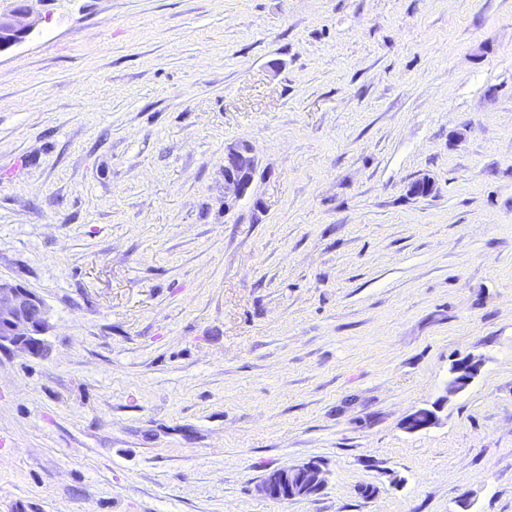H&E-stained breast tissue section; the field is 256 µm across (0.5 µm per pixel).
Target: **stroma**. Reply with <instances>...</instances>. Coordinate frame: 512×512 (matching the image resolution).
<instances>
[{
    "label": "stroma",
    "instance_id": "obj_1",
    "mask_svg": "<svg viewBox=\"0 0 512 512\" xmlns=\"http://www.w3.org/2000/svg\"><path fill=\"white\" fill-rule=\"evenodd\" d=\"M30 7L0 279L51 319L0 353V512H512V0ZM249 144L228 147L224 153V207L230 209L251 185L256 161ZM236 174L235 172L240 171ZM246 174V176H244ZM479 370L480 363L471 358H465L453 365L452 377L446 386L447 395H453L466 389L478 375ZM324 484L323 471L314 463L274 469L263 478L262 491L271 498L293 500L307 497Z\"/></svg>",
    "mask_w": 512,
    "mask_h": 512
}]
</instances>
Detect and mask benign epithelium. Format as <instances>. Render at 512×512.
<instances>
[{
	"label": "benign epithelium",
	"mask_w": 512,
	"mask_h": 512,
	"mask_svg": "<svg viewBox=\"0 0 512 512\" xmlns=\"http://www.w3.org/2000/svg\"><path fill=\"white\" fill-rule=\"evenodd\" d=\"M19 0L13 10L0 13V53L23 42L31 33L34 21L31 11ZM256 169L252 147L239 144L224 153V209L228 210L243 198L251 185ZM49 309L33 291L11 282L0 281V349L17 348L30 355L42 352L41 336L49 326ZM480 370V363L465 358L453 365L446 393L456 394L468 387ZM437 420L435 411L420 409L408 415L404 429L416 432ZM324 484L323 471L314 463L274 469L263 478L262 491L271 498L293 500L307 497Z\"/></svg>",
	"instance_id": "benign-epithelium-1"
}]
</instances>
